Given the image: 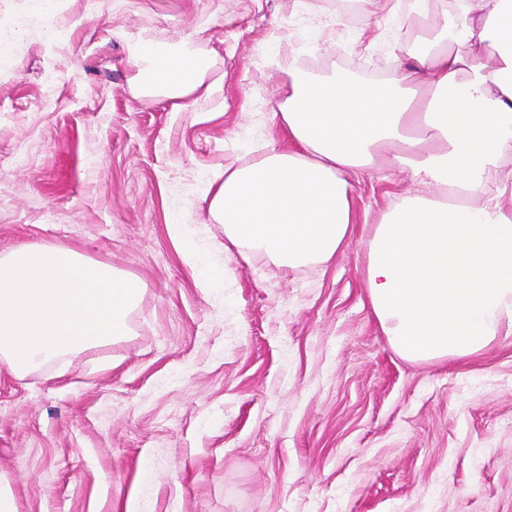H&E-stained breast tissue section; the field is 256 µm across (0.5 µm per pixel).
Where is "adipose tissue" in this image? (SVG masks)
Masks as SVG:
<instances>
[{
    "label": "adipose tissue",
    "mask_w": 512,
    "mask_h": 512,
    "mask_svg": "<svg viewBox=\"0 0 512 512\" xmlns=\"http://www.w3.org/2000/svg\"><path fill=\"white\" fill-rule=\"evenodd\" d=\"M145 94L207 99L211 60L131 53ZM288 79L276 117L289 146L213 174L204 196L224 235L279 267L329 262L355 222L353 176L380 158L441 186L369 230L365 287L393 350L412 362L478 354L512 335V0H461L449 39L411 53L381 83L317 77L271 57Z\"/></svg>",
    "instance_id": "ef3b65f1"
}]
</instances>
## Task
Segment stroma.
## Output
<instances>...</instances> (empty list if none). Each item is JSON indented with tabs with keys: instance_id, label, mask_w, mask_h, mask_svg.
I'll list each match as a JSON object with an SVG mask.
<instances>
[{
	"instance_id": "obj_1",
	"label": "stroma",
	"mask_w": 512,
	"mask_h": 512,
	"mask_svg": "<svg viewBox=\"0 0 512 512\" xmlns=\"http://www.w3.org/2000/svg\"><path fill=\"white\" fill-rule=\"evenodd\" d=\"M0 0V254L55 242L140 278L130 333L16 374L0 367V476L17 512H512V336L462 360L390 347L364 288L368 236L438 186L381 164L322 267L227 243L208 174L286 145L271 55L313 74L395 71L457 13L428 0ZM211 56L217 91L132 83L133 46ZM224 268L200 287L190 251Z\"/></svg>"
}]
</instances>
